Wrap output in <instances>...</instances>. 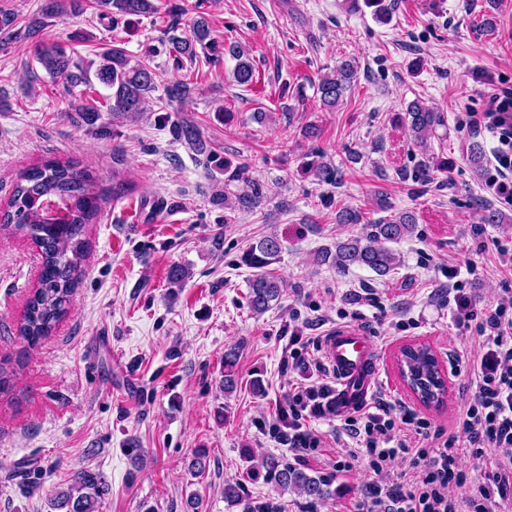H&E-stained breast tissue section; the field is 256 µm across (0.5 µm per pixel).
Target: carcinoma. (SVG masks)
<instances>
[{"label":"carcinoma","instance_id":"carcinoma-1","mask_svg":"<svg viewBox=\"0 0 512 512\" xmlns=\"http://www.w3.org/2000/svg\"><path fill=\"white\" fill-rule=\"evenodd\" d=\"M374 8V18L385 23L394 5L386 0H365ZM93 8L101 17L116 21L120 17L146 16L156 13L153 0H93ZM83 11L82 0H45L41 14L27 25V35L35 36L45 26L46 20L61 18ZM214 45L211 30L205 18L194 21L191 35L171 38L174 63L182 67V60H193L197 49L208 50ZM236 59L233 78L240 86L255 82L253 61L245 52L232 51ZM35 57L50 78L61 80L64 89L72 94L75 88L92 86L96 79L112 90L107 97L108 111L112 117L136 120L148 111L150 93L156 88V72L150 64V54L131 63L126 51L114 47L99 54L100 61L85 64L75 59L57 42L41 41L35 46ZM356 77L354 64L344 60L332 75L323 76L318 84L322 103L333 108L344 97ZM71 110L88 126L98 119L100 109L84 97L75 99ZM400 119L405 122L414 137L422 142L444 125V117L433 109L417 102H410ZM177 135L196 147L203 146L198 128L189 121L175 124ZM467 159L476 173H481L485 163L482 146L474 142L468 149ZM305 171L316 181L335 183L341 171L322 160V156L310 154L304 162ZM110 195V189L87 168L75 162L54 159L27 169L18 181L9 209L3 213V223L12 224L15 230L25 233L40 249L41 271L37 288L28 299L18 335L30 345L52 334L68 313L70 297L82 275V263L87 258L85 227L98 217L101 204ZM264 197L263 187L251 182L249 190L238 196L240 205H255ZM339 224H365L368 231L363 236L350 237L336 242L335 249L324 247L318 254L322 263L344 271L352 265L366 267L379 276H385L399 264L398 255L387 247L412 235L415 216L402 212L369 221L364 214L353 208H342L336 213ZM281 253V242L275 235L264 236L251 245L242 255L241 263L253 270L249 280V304L254 312L262 314L282 295V281L269 271ZM238 351L231 347L224 352V393L236 390L238 379L235 366ZM400 360L409 372V385L418 393L422 402L436 403L439 397L430 392L433 379L440 376L438 363L431 348L425 344L407 345L400 349ZM268 477L282 490L295 489L313 498L332 494L331 484L320 476L291 467L275 458L266 462ZM105 492L101 477L88 471L74 474L71 486L57 493L51 506L65 512H98Z\"/></svg>","mask_w":512,"mask_h":512}]
</instances>
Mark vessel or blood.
<instances>
[{
    "label": "vessel or blood",
    "mask_w": 512,
    "mask_h": 512,
    "mask_svg": "<svg viewBox=\"0 0 512 512\" xmlns=\"http://www.w3.org/2000/svg\"><path fill=\"white\" fill-rule=\"evenodd\" d=\"M325 358L336 375L334 405L337 412L352 410L367 402L374 384V349L357 328L347 326L323 340Z\"/></svg>",
    "instance_id": "b4317fda"
}]
</instances>
